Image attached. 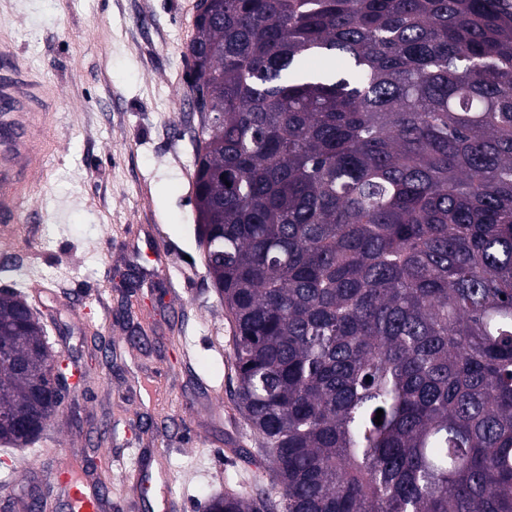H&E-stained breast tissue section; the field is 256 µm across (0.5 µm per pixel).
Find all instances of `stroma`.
Segmentation results:
<instances>
[{"mask_svg": "<svg viewBox=\"0 0 512 512\" xmlns=\"http://www.w3.org/2000/svg\"><path fill=\"white\" fill-rule=\"evenodd\" d=\"M200 0H0V55L40 88L25 220L0 223V289L24 292L50 356L85 371L47 424L56 446L0 450V496L49 487L81 437L104 447L112 512H195L265 484L233 396L234 327L194 208L186 53ZM163 262L149 256L152 244ZM144 481L136 483L134 472Z\"/></svg>", "mask_w": 512, "mask_h": 512, "instance_id": "1", "label": "stroma"}]
</instances>
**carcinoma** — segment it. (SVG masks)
<instances>
[{
	"mask_svg": "<svg viewBox=\"0 0 512 512\" xmlns=\"http://www.w3.org/2000/svg\"><path fill=\"white\" fill-rule=\"evenodd\" d=\"M210 0L195 211L270 489L212 512H512V10ZM0 290V417L47 423ZM382 424H375L377 410Z\"/></svg>",
	"mask_w": 512,
	"mask_h": 512,
	"instance_id": "carcinoma-1",
	"label": "carcinoma"
}]
</instances>
